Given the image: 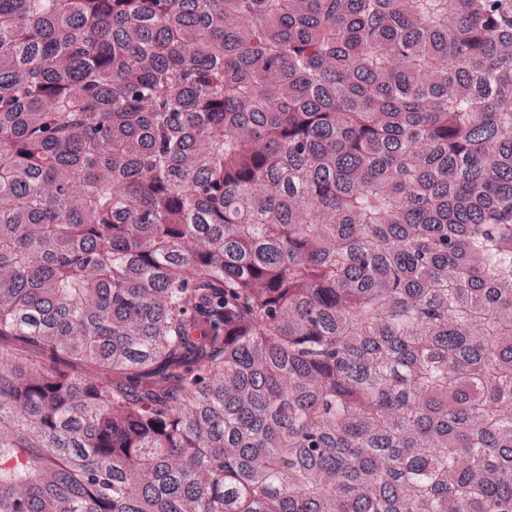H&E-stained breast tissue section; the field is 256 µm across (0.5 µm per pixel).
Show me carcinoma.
<instances>
[{"mask_svg": "<svg viewBox=\"0 0 512 512\" xmlns=\"http://www.w3.org/2000/svg\"><path fill=\"white\" fill-rule=\"evenodd\" d=\"M0 512H512V0H0Z\"/></svg>", "mask_w": 512, "mask_h": 512, "instance_id": "cac0c4a2", "label": "carcinoma"}]
</instances>
